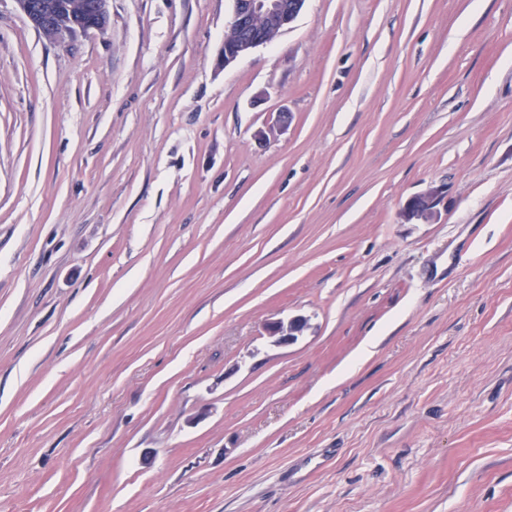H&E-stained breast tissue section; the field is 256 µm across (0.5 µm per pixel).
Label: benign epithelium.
<instances>
[{"label":"benign epithelium","instance_id":"obj_1","mask_svg":"<svg viewBox=\"0 0 512 512\" xmlns=\"http://www.w3.org/2000/svg\"><path fill=\"white\" fill-rule=\"evenodd\" d=\"M109 0H94L89 11L69 26L56 27L49 17L32 8L26 0H16L21 12L34 30L54 44H64L79 34L102 30L107 26ZM306 0H232V16L228 28L233 37L224 39L222 65L227 67L253 49L264 46L288 27L302 11ZM263 19L266 27L255 29V21ZM442 192L429 189L407 200L403 213L406 219H429L437 212ZM307 326L306 318L296 316L288 321L271 322L266 326L268 337L278 345L297 341Z\"/></svg>","mask_w":512,"mask_h":512}]
</instances>
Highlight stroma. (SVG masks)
<instances>
[{
    "instance_id": "35a3bbf8",
    "label": "stroma",
    "mask_w": 512,
    "mask_h": 512,
    "mask_svg": "<svg viewBox=\"0 0 512 512\" xmlns=\"http://www.w3.org/2000/svg\"><path fill=\"white\" fill-rule=\"evenodd\" d=\"M109 10L0 0V512H512V0ZM26 1L27 0H16L19 9L30 21L34 30L54 44H64L78 34H86L93 30H102L107 26L109 16L108 2L110 0H94L89 11L88 7L91 0L35 1L43 4L47 10L52 12L56 22L65 23L76 20L67 27L52 26V21H50L48 16L32 8ZM232 16L228 28L234 34L225 38L221 54L223 66H229L253 49L272 42L302 11L306 0H231ZM262 18L266 27H263ZM442 192L439 189H429L424 193L415 195L407 200L403 213L406 219H429L437 212ZM307 326L305 317L296 316L287 322L280 320L266 326L267 335L277 345H290L297 341Z\"/></svg>"
}]
</instances>
